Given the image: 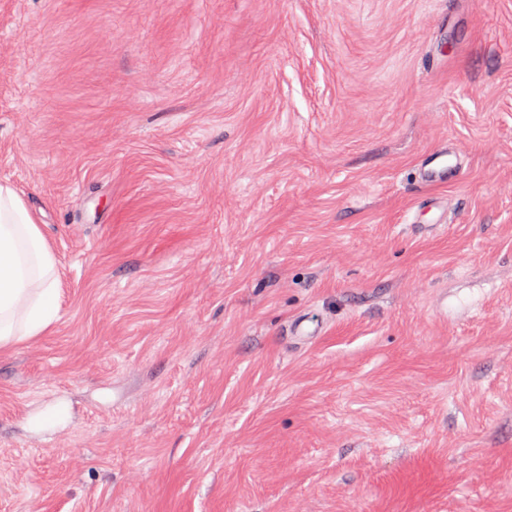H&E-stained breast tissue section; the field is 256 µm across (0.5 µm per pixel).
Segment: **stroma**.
<instances>
[{"label": "stroma", "instance_id": "1", "mask_svg": "<svg viewBox=\"0 0 512 512\" xmlns=\"http://www.w3.org/2000/svg\"><path fill=\"white\" fill-rule=\"evenodd\" d=\"M0 180V512H512V0H0ZM449 145L429 152L421 161L418 180L423 186L457 184L463 176L464 164L456 157L453 161ZM61 292L51 244L22 196L0 181V352L47 334Z\"/></svg>", "mask_w": 512, "mask_h": 512}]
</instances>
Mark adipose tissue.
I'll list each match as a JSON object with an SVG mask.
<instances>
[{
  "label": "adipose tissue",
  "mask_w": 512,
  "mask_h": 512,
  "mask_svg": "<svg viewBox=\"0 0 512 512\" xmlns=\"http://www.w3.org/2000/svg\"><path fill=\"white\" fill-rule=\"evenodd\" d=\"M61 292L51 244L22 196L0 181V352L47 334Z\"/></svg>",
  "instance_id": "ef3b65f1"
}]
</instances>
